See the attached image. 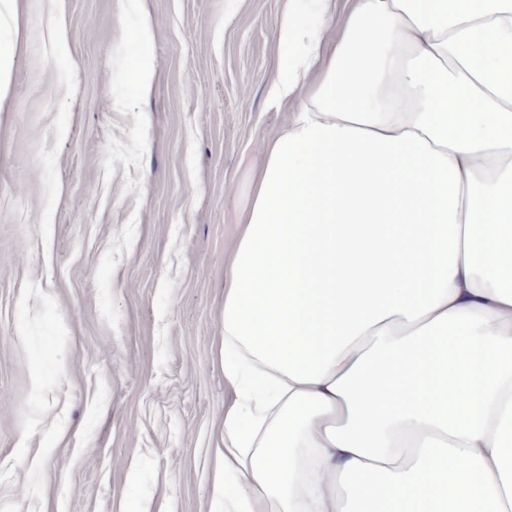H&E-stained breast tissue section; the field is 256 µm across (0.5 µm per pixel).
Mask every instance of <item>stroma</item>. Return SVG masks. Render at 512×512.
I'll use <instances>...</instances> for the list:
<instances>
[{"label":"stroma","mask_w":512,"mask_h":512,"mask_svg":"<svg viewBox=\"0 0 512 512\" xmlns=\"http://www.w3.org/2000/svg\"><path fill=\"white\" fill-rule=\"evenodd\" d=\"M281 10L20 0L0 21V512H219L224 249L288 120Z\"/></svg>","instance_id":"stroma-1"}]
</instances>
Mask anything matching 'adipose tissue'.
Listing matches in <instances>:
<instances>
[{
    "mask_svg": "<svg viewBox=\"0 0 512 512\" xmlns=\"http://www.w3.org/2000/svg\"><path fill=\"white\" fill-rule=\"evenodd\" d=\"M275 39L223 512H512V0H286Z\"/></svg>",
    "mask_w": 512,
    "mask_h": 512,
    "instance_id": "obj_1",
    "label": "adipose tissue"
}]
</instances>
